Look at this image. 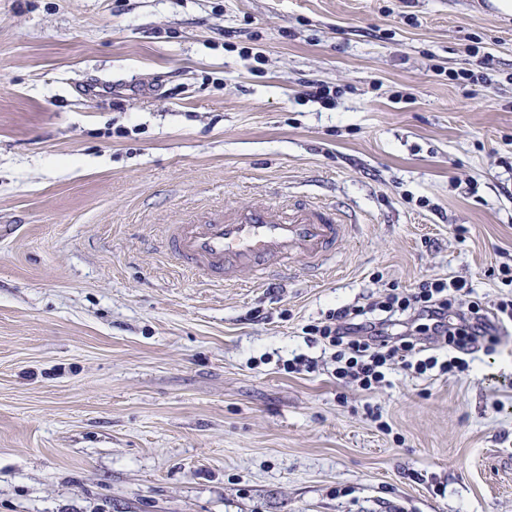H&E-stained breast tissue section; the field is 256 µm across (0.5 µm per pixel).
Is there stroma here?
Instances as JSON below:
<instances>
[{
    "instance_id": "1",
    "label": "stroma",
    "mask_w": 512,
    "mask_h": 512,
    "mask_svg": "<svg viewBox=\"0 0 512 512\" xmlns=\"http://www.w3.org/2000/svg\"><path fill=\"white\" fill-rule=\"evenodd\" d=\"M273 197L349 217L324 279L163 254ZM505 263L512 16L483 0H0V512H512V326L368 390L302 334L426 278L496 304Z\"/></svg>"
}]
</instances>
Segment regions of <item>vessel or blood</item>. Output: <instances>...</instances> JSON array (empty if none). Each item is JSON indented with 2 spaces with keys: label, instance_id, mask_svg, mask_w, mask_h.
<instances>
[{
  "label": "vessel or blood",
  "instance_id": "b4317fda",
  "mask_svg": "<svg viewBox=\"0 0 512 512\" xmlns=\"http://www.w3.org/2000/svg\"><path fill=\"white\" fill-rule=\"evenodd\" d=\"M346 224L343 212L321 202L286 206L266 201L242 211L224 210L203 224L189 219L173 225L166 251L180 266L227 285L245 271L265 281L287 270L292 256L319 275Z\"/></svg>",
  "mask_w": 512,
  "mask_h": 512
}]
</instances>
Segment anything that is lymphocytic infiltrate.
Returning <instances> with one entry per match:
<instances>
[{
    "label": "lymphocytic infiltrate",
    "instance_id": "1",
    "mask_svg": "<svg viewBox=\"0 0 512 512\" xmlns=\"http://www.w3.org/2000/svg\"><path fill=\"white\" fill-rule=\"evenodd\" d=\"M423 323L431 339L447 344L451 355L439 361L426 345L409 336L390 337L388 329L399 318ZM512 323V299L486 309L472 286L454 277L428 278L412 289L391 288L376 305H354L330 312L307 324L305 335L336 348L337 373L372 387L384 376L388 362L402 360L418 374L438 368L448 373L469 369V356L483 339H495L499 329Z\"/></svg>",
    "mask_w": 512,
    "mask_h": 512
}]
</instances>
